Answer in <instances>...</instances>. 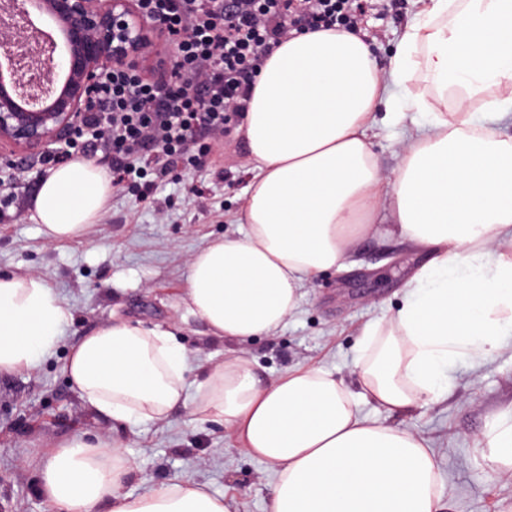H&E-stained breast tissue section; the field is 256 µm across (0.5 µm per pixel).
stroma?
Segmentation results:
<instances>
[{
	"instance_id": "1",
	"label": "stroma",
	"mask_w": 512,
	"mask_h": 512,
	"mask_svg": "<svg viewBox=\"0 0 512 512\" xmlns=\"http://www.w3.org/2000/svg\"><path fill=\"white\" fill-rule=\"evenodd\" d=\"M420 8L419 0H366L358 27L379 65H386ZM425 122L418 112L379 127L373 150L384 175L397 170L406 134ZM257 173L239 130H232L224 146L198 166L172 173L148 201L113 189L106 210L83 237L51 243L29 213L42 178L39 160L14 168L13 195L0 207V274L42 276L73 318L52 356L28 372L0 377V512H50L38 474L24 460L77 432L121 444L132 466L123 492L143 495L186 475L231 499L236 512H272V468L241 452L230 430L199 424L187 405L162 422L113 428L88 411L63 371L72 344L121 318L174 333L187 355L191 390L209 364L234 352L272 379L294 367H320L360 392L354 368L360 329L399 305L425 252L379 233L367 236L344 267L316 278L284 327L244 342L213 338L182 300L193 254L209 241L238 235L239 206ZM359 408L369 421L408 428L427 442L439 463L444 512H512V480L492 472L482 440L495 417L512 416L511 348L480 367L458 363L448 393L409 413L392 414L370 400Z\"/></svg>"
}]
</instances>
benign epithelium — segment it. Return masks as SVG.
<instances>
[{
	"label": "benign epithelium",
	"instance_id": "benign-epithelium-1",
	"mask_svg": "<svg viewBox=\"0 0 512 512\" xmlns=\"http://www.w3.org/2000/svg\"><path fill=\"white\" fill-rule=\"evenodd\" d=\"M36 15L54 19L65 48V80L55 92L49 84L60 65L57 42L37 29ZM162 29L136 0H3L0 43L8 72L0 68V156L44 154L65 144L95 106L101 76L162 52L154 39Z\"/></svg>",
	"mask_w": 512,
	"mask_h": 512
}]
</instances>
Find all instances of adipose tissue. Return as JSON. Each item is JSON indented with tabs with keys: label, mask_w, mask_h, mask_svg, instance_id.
Masks as SVG:
<instances>
[{
	"label": "adipose tissue",
	"mask_w": 512,
	"mask_h": 512,
	"mask_svg": "<svg viewBox=\"0 0 512 512\" xmlns=\"http://www.w3.org/2000/svg\"><path fill=\"white\" fill-rule=\"evenodd\" d=\"M453 99L434 109L412 84ZM495 90L481 111L476 98ZM427 112L385 177L376 114ZM512 0H423L387 67L359 30H307L282 41L255 81L241 133L258 169L240 235L190 259L184 299L213 337L275 334L319 273L342 266L377 216L385 233L426 251L400 308L367 322L355 394L320 368L269 380L251 360L209 364L187 397V360L171 332L122 319L75 343L64 371L94 414L160 422L185 399L200 423L230 428L275 472L273 512H439L438 465L406 428L369 422L360 398L404 413L447 392L460 359L484 365L512 343ZM112 177L77 159L49 170L30 208L47 240L80 237L103 214ZM70 308L36 274L0 275V377L52 354ZM495 474L512 477V419L484 435ZM54 512H235L188 478L123 494L119 443L76 433L36 461Z\"/></svg>",
	"instance_id": "ef3b65f1"
}]
</instances>
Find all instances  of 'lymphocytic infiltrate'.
<instances>
[{"label": "lymphocytic infiltrate", "instance_id": "1", "mask_svg": "<svg viewBox=\"0 0 512 512\" xmlns=\"http://www.w3.org/2000/svg\"><path fill=\"white\" fill-rule=\"evenodd\" d=\"M147 16L181 33L169 76L113 68L67 150L48 152L50 167L101 157L114 187L148 199L174 169L194 165L246 112L254 81L283 39L308 29H351L356 0H137Z\"/></svg>", "mask_w": 512, "mask_h": 512}]
</instances>
